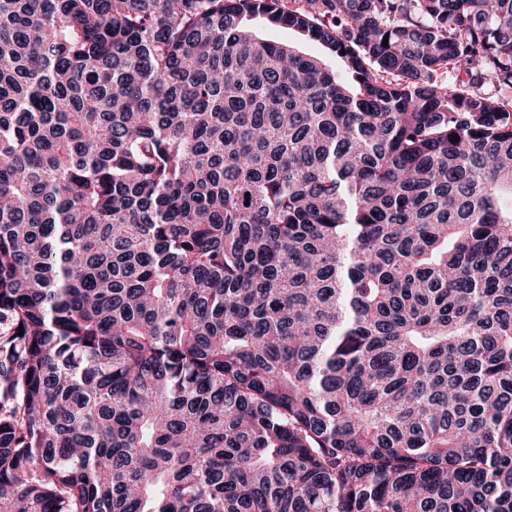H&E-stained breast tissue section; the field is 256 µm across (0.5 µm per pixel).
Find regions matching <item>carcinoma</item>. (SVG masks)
Returning a JSON list of instances; mask_svg holds the SVG:
<instances>
[{
	"mask_svg": "<svg viewBox=\"0 0 512 512\" xmlns=\"http://www.w3.org/2000/svg\"><path fill=\"white\" fill-rule=\"evenodd\" d=\"M0 512H512V0H0ZM259 32L265 39L288 42L305 54L318 56L322 53V48L318 44L305 40L295 32L265 27H259Z\"/></svg>",
	"mask_w": 512,
	"mask_h": 512,
	"instance_id": "carcinoma-1",
	"label": "carcinoma"
}]
</instances>
